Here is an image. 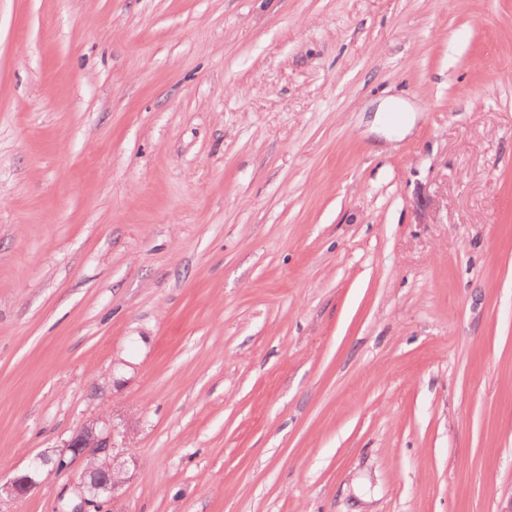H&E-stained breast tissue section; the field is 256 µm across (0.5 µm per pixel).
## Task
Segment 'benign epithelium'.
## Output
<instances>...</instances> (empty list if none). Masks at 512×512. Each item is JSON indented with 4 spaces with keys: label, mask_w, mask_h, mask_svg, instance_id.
<instances>
[{
    "label": "benign epithelium",
    "mask_w": 512,
    "mask_h": 512,
    "mask_svg": "<svg viewBox=\"0 0 512 512\" xmlns=\"http://www.w3.org/2000/svg\"><path fill=\"white\" fill-rule=\"evenodd\" d=\"M114 450L113 432L88 425L77 431L57 455L59 459L70 457L71 464L77 461L86 463L81 482L80 505L76 512H97L100 508L99 500L112 497L126 481L124 467L118 462ZM55 459L46 452L38 454L30 461L27 470L5 483L0 482V501L25 497L38 484L37 477L45 467L57 468Z\"/></svg>",
    "instance_id": "benign-epithelium-1"
}]
</instances>
